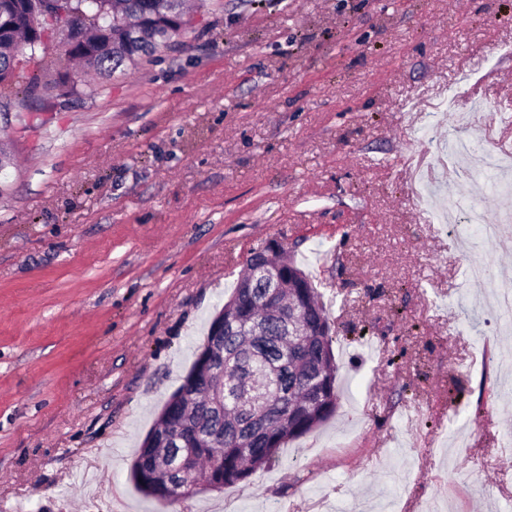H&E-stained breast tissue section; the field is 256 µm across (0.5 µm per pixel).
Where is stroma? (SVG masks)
Listing matches in <instances>:
<instances>
[{
    "label": "stroma",
    "mask_w": 512,
    "mask_h": 512,
    "mask_svg": "<svg viewBox=\"0 0 512 512\" xmlns=\"http://www.w3.org/2000/svg\"><path fill=\"white\" fill-rule=\"evenodd\" d=\"M186 5L152 60L102 77L53 45L65 86L0 99V512H158L131 463L271 240L337 331V412L170 512H512V323L465 276L512 283V189L445 157L512 153V0ZM418 168L499 237L460 248Z\"/></svg>",
    "instance_id": "stroma-1"
}]
</instances>
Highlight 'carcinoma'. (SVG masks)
<instances>
[{
  "mask_svg": "<svg viewBox=\"0 0 512 512\" xmlns=\"http://www.w3.org/2000/svg\"><path fill=\"white\" fill-rule=\"evenodd\" d=\"M183 0H71L68 12L45 4L43 15L26 0H0L10 27L0 35V86L27 97L58 83L45 40L75 33L64 54L87 69L109 75L166 45L184 18ZM29 66L16 70L19 58ZM263 268L247 269L224 302V335L207 336L203 358L169 397L145 437L132 472L138 489L168 508L178 498L163 495L172 471L191 482L226 486L245 483L270 466L285 442L302 437L335 413L340 399L333 330L314 284L306 298L297 289L260 287ZM302 335H283L288 318Z\"/></svg>",
  "mask_w": 512,
  "mask_h": 512,
  "instance_id": "carcinoma-1",
  "label": "carcinoma"
}]
</instances>
